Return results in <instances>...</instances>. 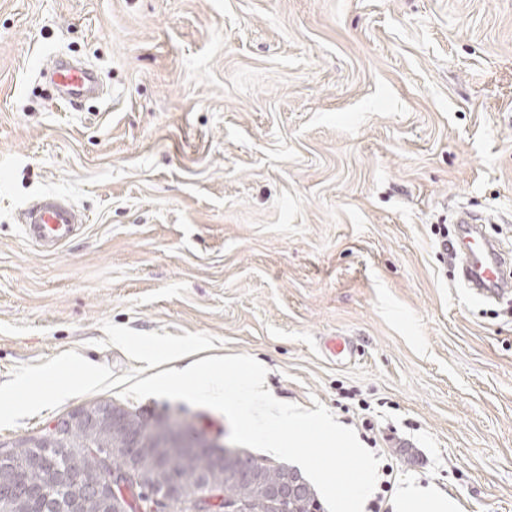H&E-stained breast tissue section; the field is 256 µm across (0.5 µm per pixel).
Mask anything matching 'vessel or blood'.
Wrapping results in <instances>:
<instances>
[{
	"label": "vessel or blood",
	"mask_w": 512,
	"mask_h": 512,
	"mask_svg": "<svg viewBox=\"0 0 512 512\" xmlns=\"http://www.w3.org/2000/svg\"><path fill=\"white\" fill-rule=\"evenodd\" d=\"M46 73L58 89L60 101L71 107L80 105L100 85L94 69L58 58ZM21 221L25 237L41 253L54 256L72 240L86 217L69 200L44 194L23 211ZM454 222L456 243L451 252L461 266L463 284L469 294L493 299L512 291V255L486 236L483 215L463 208L457 211ZM322 349L336 362L350 360L357 352L354 340L348 336L331 337L323 342Z\"/></svg>",
	"instance_id": "1"
}]
</instances>
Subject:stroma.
Returning <instances> with one entry per match:
<instances>
[{
  "label": "stroma",
  "instance_id": "1",
  "mask_svg": "<svg viewBox=\"0 0 512 512\" xmlns=\"http://www.w3.org/2000/svg\"><path fill=\"white\" fill-rule=\"evenodd\" d=\"M56 56L99 98L63 106ZM46 193L87 216L55 256L20 226ZM462 205L512 247V0H0V410L24 409L0 444L104 401L229 444L217 410L123 397L143 336L371 421L397 485L512 512V293L453 278L438 227ZM330 336L358 355L326 359Z\"/></svg>",
  "mask_w": 512,
  "mask_h": 512
}]
</instances>
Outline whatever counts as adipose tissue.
Masks as SVG:
<instances>
[{
	"mask_svg": "<svg viewBox=\"0 0 512 512\" xmlns=\"http://www.w3.org/2000/svg\"><path fill=\"white\" fill-rule=\"evenodd\" d=\"M130 347L148 362L152 373L145 383L152 390L165 393L199 384L204 387L208 399L217 405L225 404L228 382L232 379L245 380L253 393L263 391L260 369L235 357L209 356L193 361L191 370L185 371L178 369L176 363L189 357L186 347L160 348L154 342L140 339L131 342Z\"/></svg>",
	"mask_w": 512,
	"mask_h": 512,
	"instance_id": "ef3b65f1",
	"label": "adipose tissue"
}]
</instances>
